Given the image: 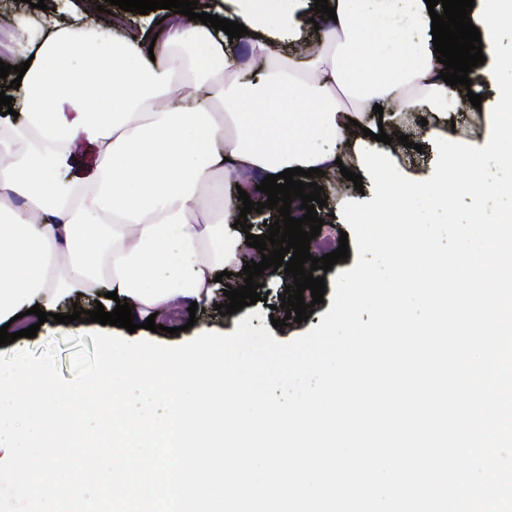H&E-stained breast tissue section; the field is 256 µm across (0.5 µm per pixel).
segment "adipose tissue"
Listing matches in <instances>:
<instances>
[{
    "instance_id": "adipose-tissue-1",
    "label": "adipose tissue",
    "mask_w": 512,
    "mask_h": 512,
    "mask_svg": "<svg viewBox=\"0 0 512 512\" xmlns=\"http://www.w3.org/2000/svg\"><path fill=\"white\" fill-rule=\"evenodd\" d=\"M225 3L241 39L174 13L130 29L46 10L0 32L29 64L0 115V322L74 298L127 303L139 321L209 305L257 178L357 164V123L391 135L426 111L419 135L442 131L493 80L480 67L468 88L441 79L425 0H328L337 20L320 28L311 0ZM470 17L490 45L512 0H479Z\"/></svg>"
}]
</instances>
